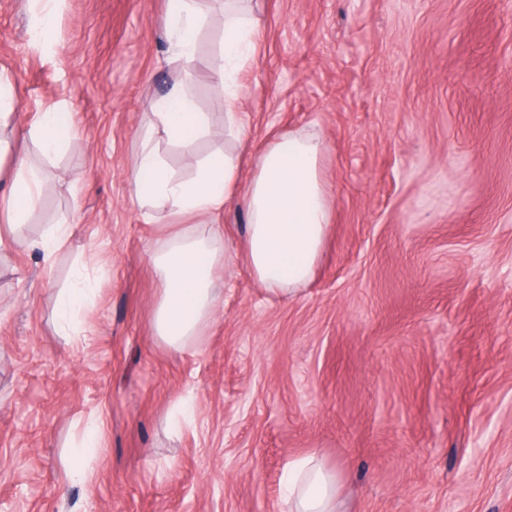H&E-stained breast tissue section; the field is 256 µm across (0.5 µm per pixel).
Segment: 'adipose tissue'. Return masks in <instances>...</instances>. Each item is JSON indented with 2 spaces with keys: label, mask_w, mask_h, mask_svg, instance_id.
<instances>
[{
  "label": "adipose tissue",
  "mask_w": 512,
  "mask_h": 512,
  "mask_svg": "<svg viewBox=\"0 0 512 512\" xmlns=\"http://www.w3.org/2000/svg\"><path fill=\"white\" fill-rule=\"evenodd\" d=\"M207 22L199 0H177L170 8L165 32L184 68L198 54L199 35ZM257 23L247 0H224V34L219 57V86L224 93V128L242 141L245 127L236 107L235 78L253 56ZM150 124L141 149L128 170L135 201L149 211L178 224L179 230L154 257L160 299L154 328L165 344L183 349L213 317L223 295L222 275L235 266L232 249L216 219L232 199H240L246 224L242 240L248 270L267 295L289 297L308 284L322 253L332 211L321 172L322 140L297 131L274 140L251 161L248 186H240L242 156L227 148L203 158L195 157V144L209 133L206 113L196 111L182 85L164 96L149 99ZM190 157L193 174L178 179L168 170L155 132ZM29 133L45 154L59 151L76 134L53 112L39 115ZM43 174L26 156L15 159L5 203L11 236L0 235V249L20 243L21 230L41 203ZM93 290L86 269H78L70 288L57 297V318L69 335L78 332V317L91 301ZM336 476L307 456L289 465L288 512H337Z\"/></svg>",
  "instance_id": "obj_1"
}]
</instances>
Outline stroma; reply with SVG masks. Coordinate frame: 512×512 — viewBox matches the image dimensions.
<instances>
[{"mask_svg": "<svg viewBox=\"0 0 512 512\" xmlns=\"http://www.w3.org/2000/svg\"><path fill=\"white\" fill-rule=\"evenodd\" d=\"M169 2L60 0L35 45L31 0H0V169L23 154L43 173L0 250V512H277L304 454L335 473L339 512H512V0H257L243 155L318 134L333 222L301 294L269 300L238 262L180 351L153 330L175 228L127 172L147 99L177 82L210 119L197 154L223 149V16L186 71ZM48 111L78 130L50 157L26 135ZM83 261L96 296L67 336L56 299ZM91 420L85 483L67 469Z\"/></svg>", "mask_w": 512, "mask_h": 512, "instance_id": "obj_1", "label": "stroma"}]
</instances>
